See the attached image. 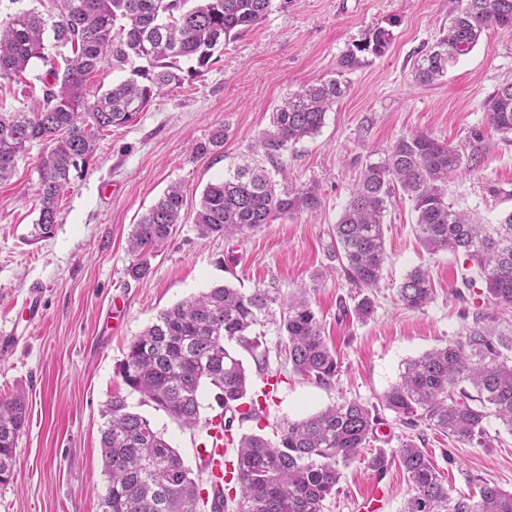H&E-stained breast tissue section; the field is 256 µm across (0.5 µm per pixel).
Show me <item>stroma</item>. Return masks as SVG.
Listing matches in <instances>:
<instances>
[{
    "label": "stroma",
    "instance_id": "35a3bbf8",
    "mask_svg": "<svg viewBox=\"0 0 512 512\" xmlns=\"http://www.w3.org/2000/svg\"><path fill=\"white\" fill-rule=\"evenodd\" d=\"M454 6V0H289L273 7L259 25L227 42L203 73L185 74L133 122L104 132L60 197L52 238L38 243L29 230L38 218L42 146H30L0 183V332L18 336L11 351L0 352V396L25 395L29 415L16 449L17 481L0 487V512H100L107 486L101 414L117 392L164 433L186 465H196L199 436L127 394L119 374L133 337L187 297L224 284L246 293L306 290L340 372L327 388L285 372L266 408L271 426L345 400L377 403L406 360L459 338L474 313L489 310L485 296L458 299L463 255L426 254L403 195L386 218L388 260L369 320L353 316L359 291L336 260L334 226L365 157L415 130L470 158V167L448 178L454 208L482 224L512 213V135L492 130L483 108L495 89L512 82V36L488 30L440 80L423 85L413 77L416 60L446 32ZM376 26L392 31L389 49L348 74V90L327 112L321 132L282 157L293 186L317 187L320 206L245 238L200 236L193 214L204 188L257 159L255 145L273 110L302 86L332 76L340 57ZM219 127L222 148L192 153ZM173 184L183 190V222L149 256L145 277L132 279L128 237ZM418 265L429 268L435 298L412 312L397 303L395 288ZM35 288L42 292L41 316L31 324L27 298ZM116 299L124 307L117 323ZM379 417L369 449L385 453L387 468L350 463L323 512H363L376 485L384 492L378 512H400L410 482L395 451L408 439L426 449L451 494H477L483 480L512 492V434L497 421L489 422L491 445L482 448L423 426L409 429L387 410Z\"/></svg>",
    "mask_w": 512,
    "mask_h": 512
}]
</instances>
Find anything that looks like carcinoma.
<instances>
[{
    "label": "carcinoma",
    "instance_id": "1",
    "mask_svg": "<svg viewBox=\"0 0 512 512\" xmlns=\"http://www.w3.org/2000/svg\"><path fill=\"white\" fill-rule=\"evenodd\" d=\"M46 11L19 8L0 24V75H19L39 61L47 67L42 97L26 110L0 111V181L8 180L19 157L34 142L45 145L37 158L39 215L30 236L52 237L61 193L96 151L102 132L132 122L153 97L181 83V63L199 73L211 66L224 43L257 26L274 0H49ZM496 27L512 36V0H456L448 29L422 55L416 81L432 84L460 56ZM393 39L383 27L367 30L338 61L334 76L289 94L272 114L271 128L258 141L264 157L287 181L279 159L288 146L320 133L328 111L347 89L345 74L381 57ZM144 65L128 78L88 99L87 75L104 64L121 69ZM488 124L512 134V83L485 102ZM465 165L462 154L423 131L399 137L378 157L368 155L360 177L334 227L336 258L347 281L360 290L353 312L360 321L375 311V295L387 261L384 224L393 198L412 201L413 230L429 254L463 253L473 266L461 275L471 290L482 285L493 311L477 313L466 333L404 362L399 381L379 405L345 400L298 420L284 419L274 438L244 434L237 441L231 479L235 512H323L336 494L341 468L357 459L373 438L377 407L411 429L423 425L450 438L487 445L486 425L494 418L512 432V329L499 328L496 310L512 309V213L481 224L448 203V174ZM184 196L169 186L137 220L127 241L134 258L129 274L140 279L148 255L162 247L182 223ZM321 204L313 187L277 188L271 172L255 162L228 170L206 186L194 211L202 237H244L265 224ZM401 305L420 311L433 301L427 269L416 266L396 289ZM286 338L285 363L292 372L324 386L338 375V359L323 336L322 322L305 292L276 288L245 293L227 285L211 288L164 309L127 348L119 374L140 403L165 412L180 427L210 434L201 419V392L216 390L224 411L238 420L265 419L266 402H244L251 384L237 350L248 353L256 371H268L261 350L265 327ZM101 448L107 491L101 512H224V491L206 496L219 478L202 466H187L163 434L127 399L112 396L102 413ZM28 407L17 393L0 398V485L14 482L17 442L26 429ZM411 482L401 512H512V493L486 482L479 499L448 493L430 457L411 439L396 450Z\"/></svg>",
    "mask_w": 512,
    "mask_h": 512
}]
</instances>
